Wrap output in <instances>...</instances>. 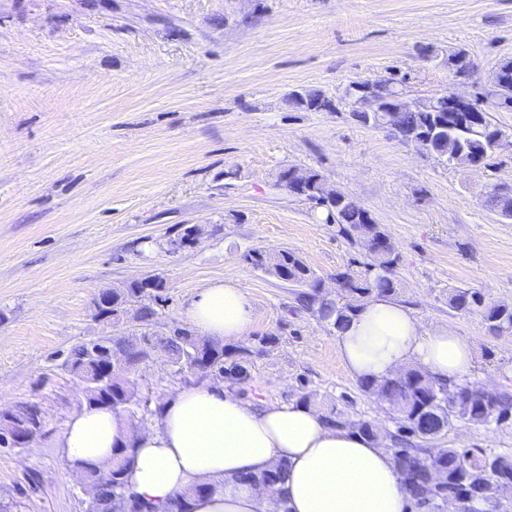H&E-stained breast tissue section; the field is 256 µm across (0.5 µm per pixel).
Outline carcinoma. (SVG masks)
<instances>
[{
	"label": "carcinoma",
	"mask_w": 512,
	"mask_h": 512,
	"mask_svg": "<svg viewBox=\"0 0 512 512\" xmlns=\"http://www.w3.org/2000/svg\"><path fill=\"white\" fill-rule=\"evenodd\" d=\"M441 112H425L415 105H401L397 112H350V118L365 127H390L395 124L409 139L423 131L433 137L427 152L449 165L472 166L487 161L496 152L495 141L500 130L492 123L490 113L480 112L466 124L454 113L446 112L448 97L435 96ZM289 104L308 111H323L329 98L319 90L292 96ZM288 178V192L302 198L317 209L326 224L336 225V235L350 246L365 250L366 261L361 270L336 273V281L345 283L336 299H328L318 290V280L311 269L295 253L288 250L268 252L250 249L245 258L254 268L287 281L302 289L306 310L319 319L333 320L341 327L358 309V302L373 294H392L397 282L394 270L399 255L389 235L370 213L350 195L337 198L321 197L322 175L314 169L297 177L283 172ZM165 283L136 281L123 291L107 293L109 301L95 300V318L112 322L114 315L132 303L139 304L137 320L147 326L154 319L153 304L161 300ZM450 308L481 315L488 331L512 332V303L484 305L483 294L472 288H460L450 293ZM159 342L172 353L179 369L191 370L201 362L220 378L242 379L243 367L234 360L239 350L220 341L199 336L182 327H174ZM155 348L151 337L142 334L133 342L122 336H98L77 346L63 361V367L83 384L88 404L116 409L136 400L125 374L145 361ZM362 389L386 404L398 419L391 435L388 451L410 499L415 507L443 508L445 497L451 495L462 503L464 512H483L495 488L512 485V451L494 448H431L427 443L439 439L453 426L462 423L485 429L512 425V393L492 392L472 383H444L433 380L419 369H407L381 381H364ZM30 421L34 428L42 425L41 408L36 403L20 406L16 413L3 417L5 432L0 434V447L23 445L25 432L18 422ZM136 448H125L112 464L100 469H84V477L94 488L86 512H112L117 496L127 501L129 512H155V509L128 493L127 476L135 463ZM286 464L279 463L259 476L247 475L242 481L277 489L284 483Z\"/></svg>",
	"instance_id": "obj_1"
}]
</instances>
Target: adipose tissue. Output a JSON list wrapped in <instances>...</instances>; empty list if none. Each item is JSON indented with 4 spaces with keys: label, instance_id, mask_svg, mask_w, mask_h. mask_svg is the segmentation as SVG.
<instances>
[{
    "label": "adipose tissue",
    "instance_id": "ef3b65f1",
    "mask_svg": "<svg viewBox=\"0 0 512 512\" xmlns=\"http://www.w3.org/2000/svg\"><path fill=\"white\" fill-rule=\"evenodd\" d=\"M186 316L198 335L227 342L245 338L253 324L246 292L229 282L203 288ZM336 354L358 381L416 366L434 379L457 382L474 369L465 340L450 329L425 330L388 294L372 296L337 329ZM59 446L79 470L106 466L134 447L128 490L156 512L179 496L189 512H407L410 505L381 440L332 426L300 402L256 407L215 386L182 388L137 433L118 411L84 407L68 422ZM280 461L287 465L280 491L246 482V475ZM200 484L209 485V493L194 495Z\"/></svg>",
    "mask_w": 512,
    "mask_h": 512
}]
</instances>
